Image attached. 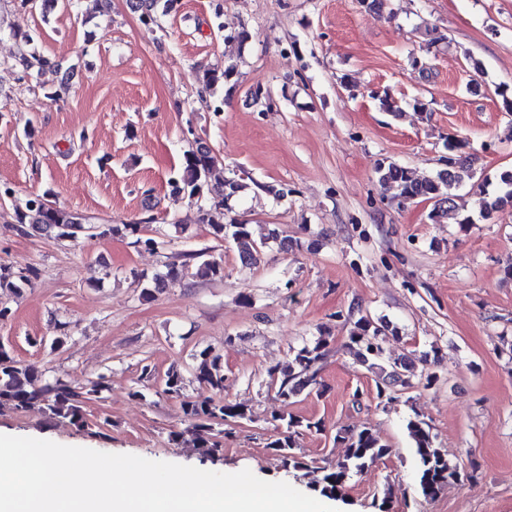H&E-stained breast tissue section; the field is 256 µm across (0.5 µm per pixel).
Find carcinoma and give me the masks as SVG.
I'll use <instances>...</instances> for the list:
<instances>
[{
    "label": "carcinoma",
    "mask_w": 512,
    "mask_h": 512,
    "mask_svg": "<svg viewBox=\"0 0 512 512\" xmlns=\"http://www.w3.org/2000/svg\"><path fill=\"white\" fill-rule=\"evenodd\" d=\"M22 42L23 47L14 59V67L21 77L56 67L55 61L38 52L32 36L22 37ZM457 149L459 146L455 144L448 145L451 155L448 156V167L444 174L438 171L431 177L418 180L405 167L383 163L377 169L379 182L395 187L398 197L403 201L423 199L433 202L430 219L436 222L454 210L456 190L462 185L464 175L469 173L467 160L453 154ZM213 167L214 160L207 148L199 145L187 151L184 154L182 173L177 179L179 191L199 200L207 186L216 192L226 193L228 197L240 191L242 185L235 180L209 185ZM499 184V192L494 195L479 189V213L489 215L512 203V170L500 173ZM198 213L199 223L210 225L216 238H225L226 229H231V238L239 250L242 266L251 267L257 263L264 243L258 244L252 239L246 221L234 218L227 226L219 224L202 205L198 207ZM16 218L18 231L26 236L44 235L76 241L80 238L124 234L134 238L133 244L138 247L156 250L161 245L156 238L142 235L140 224H94L82 215L50 204L40 195L29 199L26 209L19 212ZM165 268L164 273L151 277L144 272L131 271L144 284L142 297L148 298L161 285L182 279L191 268L199 278L221 279L224 277V257H216L210 250L204 249L184 254L182 260H173ZM36 277V270L30 266L0 265V288L19 291ZM388 328L389 325L383 320L376 322L362 316L354 323L349 334V346L356 350L358 359L369 370H378L377 398L385 400L387 404L398 401L399 389L409 387L415 376V367L404 362H393L387 367L377 363L384 353L382 342ZM325 346L326 339L319 338L295 352V366L282 369L276 365L268 369L272 385L283 403H288L305 391H320L322 381L319 373ZM198 357L200 362L196 368V377L210 394L182 401V409L190 420L188 432L196 444L216 457L224 454V440L232 436L230 427L249 419V411L245 406L231 403L222 396L224 366L221 357L213 354L209 348L201 350ZM182 391L183 376L173 367L166 373L164 392L178 398ZM84 401L82 388L62 379H41L16 361L10 350L0 344V407L23 410L37 403L52 420L83 429L88 426L83 412ZM273 421L274 434L270 436L266 448L278 458L281 468L286 472L297 473L307 469L308 463L296 452V437L304 429L321 432L325 430L324 423L320 420L304 422L291 413H281L273 417ZM407 430L415 457L418 490L424 498L433 499L447 487L467 477L458 465L448 461L447 455L437 446L436 435L428 423L415 416L408 420ZM335 439L346 444V454L343 459L322 467V476L312 484V491L321 498L343 500L349 480L388 456L391 449L367 427L340 428L336 431Z\"/></svg>",
    "instance_id": "carcinoma-1"
}]
</instances>
